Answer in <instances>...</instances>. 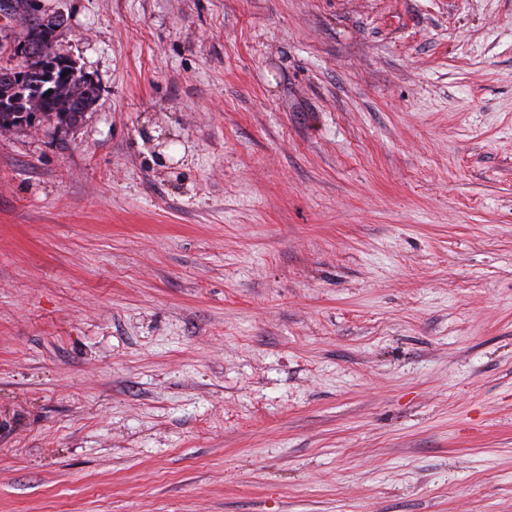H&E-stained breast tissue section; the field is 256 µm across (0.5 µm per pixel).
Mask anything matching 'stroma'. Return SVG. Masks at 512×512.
<instances>
[{
    "label": "stroma",
    "mask_w": 512,
    "mask_h": 512,
    "mask_svg": "<svg viewBox=\"0 0 512 512\" xmlns=\"http://www.w3.org/2000/svg\"><path fill=\"white\" fill-rule=\"evenodd\" d=\"M36 2L0 512H512V0ZM98 98L94 90L84 94L81 97H75L67 88L57 91L50 99L42 102L43 112L42 118L48 122L56 120L62 123V117L68 115L78 121L79 117H83L84 112H87Z\"/></svg>",
    "instance_id": "stroma-1"
}]
</instances>
